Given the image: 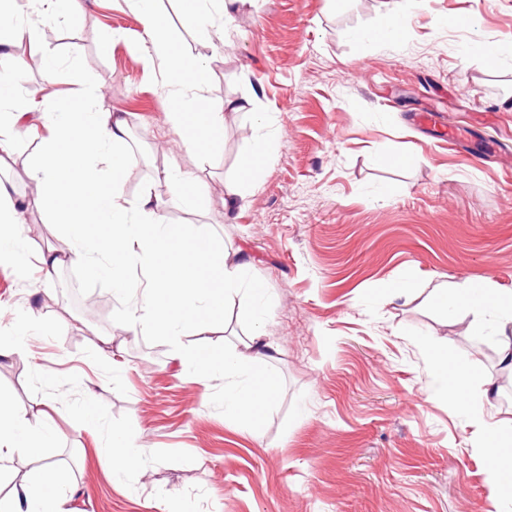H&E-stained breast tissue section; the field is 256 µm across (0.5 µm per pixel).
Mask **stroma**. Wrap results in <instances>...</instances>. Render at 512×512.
Here are the masks:
<instances>
[{
	"instance_id": "1",
	"label": "stroma",
	"mask_w": 512,
	"mask_h": 512,
	"mask_svg": "<svg viewBox=\"0 0 512 512\" xmlns=\"http://www.w3.org/2000/svg\"><path fill=\"white\" fill-rule=\"evenodd\" d=\"M153 6L164 36L205 61V99L226 113L210 152L172 128L176 102L144 65L129 0L42 28L55 75L31 64L17 92L67 102L96 90L126 118V198L160 195L166 223L239 252L263 289L278 395L256 424L225 411L223 376L184 382L170 342L127 330L110 282L76 266L39 274L57 227L30 205L48 135L33 126L0 156V182L29 204L30 269L0 268V332L27 309L40 327L28 355L0 357V393L44 402L68 512H512L473 449L471 408L449 399L428 351L447 347L475 384L498 374L499 314L448 318L432 296L466 280L512 291V0H228L212 36L182 0ZM390 16L401 26L388 41ZM261 138L268 156L243 181ZM173 162L203 186L198 208L161 179ZM399 282L412 291L390 298ZM251 326L249 301L231 296L209 343L237 345ZM104 336L116 366L92 360ZM88 384L93 433L77 420ZM116 429L147 443L143 472L101 466Z\"/></svg>"
}]
</instances>
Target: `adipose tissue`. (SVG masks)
<instances>
[{"mask_svg": "<svg viewBox=\"0 0 512 512\" xmlns=\"http://www.w3.org/2000/svg\"><path fill=\"white\" fill-rule=\"evenodd\" d=\"M130 2L152 44L146 63L157 71L162 89L179 102L172 119L183 145L199 153L211 149L213 135L224 127V114L215 109L197 110L207 82L204 60L186 56L161 37L162 20L149 0ZM57 17L56 10L35 6L20 18L15 14V0H0V18L9 23L8 36L0 37V152L12 151L18 128L32 118L52 130L30 168L38 187L32 204L52 215L62 242L61 248L42 255L43 269L50 273L72 264L91 278L111 281L114 293L126 303L125 320L131 331L178 343L176 359L187 382L222 374L225 408L259 422L277 393L267 372L269 356L261 349L262 330H254L247 342L218 354L205 346L181 343L189 333H213L225 299L248 293L244 263L216 247L210 235L166 223L159 198L148 194L135 200L125 197L127 122L103 110L100 96L89 92L76 102L37 106L4 93L22 74L13 47L22 42L35 44L39 30L54 24ZM25 239L18 204L0 183V266L22 278L28 274ZM433 300L443 310L491 302L512 313V295H497L467 281L453 290L437 289ZM431 354L436 370L448 378L449 394L475 408L472 424L480 450L491 462V484L498 487L512 480V455L504 451L507 441L501 425L477 409L493 393L494 380L486 379L481 388H472L465 372L449 363L446 351L435 347ZM52 442L53 430L43 410L21 407L0 396V475L10 472L14 457L39 461L27 478L14 485L10 501L0 506V512H65L63 498L46 493L47 487L58 483V466L48 453ZM148 453L141 437L116 429L111 443L101 449L99 462L124 473L138 469Z\"/></svg>", "mask_w": 512, "mask_h": 512, "instance_id": "adipose-tissue-1", "label": "adipose tissue"}]
</instances>
